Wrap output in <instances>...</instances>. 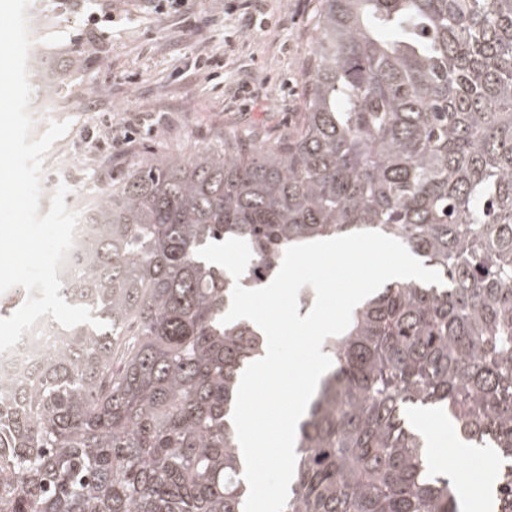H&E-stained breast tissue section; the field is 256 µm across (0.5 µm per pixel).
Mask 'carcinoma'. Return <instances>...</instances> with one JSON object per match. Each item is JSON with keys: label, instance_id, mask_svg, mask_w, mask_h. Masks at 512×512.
<instances>
[{"label": "carcinoma", "instance_id": "carcinoma-1", "mask_svg": "<svg viewBox=\"0 0 512 512\" xmlns=\"http://www.w3.org/2000/svg\"><path fill=\"white\" fill-rule=\"evenodd\" d=\"M319 2L288 134L134 160L83 211L59 295L106 328L53 323L43 362L0 383V512H243L226 417L260 339L220 323L234 281L196 251L245 239L252 289L287 247L362 230L442 283H391L325 340L284 512H459L428 409L495 449L512 512V0ZM78 65L37 57L31 89ZM91 224L78 222L74 232V247L69 252L66 262L62 264L58 271L59 280L72 273L77 258L85 251L91 230Z\"/></svg>", "mask_w": 512, "mask_h": 512}]
</instances>
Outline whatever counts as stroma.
Here are the masks:
<instances>
[{
  "label": "stroma",
  "instance_id": "1",
  "mask_svg": "<svg viewBox=\"0 0 512 512\" xmlns=\"http://www.w3.org/2000/svg\"><path fill=\"white\" fill-rule=\"evenodd\" d=\"M111 12L112 31L73 38L74 0H30L36 30L51 52L79 51L81 65L51 93V124L68 129L55 147L75 164L66 181L51 171L49 188L67 184L86 205L112 189L114 172L135 158L186 155L224 136L257 139L287 133L303 110V72L315 39L318 0H189L187 12L158 9L155 0H93ZM111 116L112 136L89 135ZM139 132L124 142L127 123Z\"/></svg>",
  "mask_w": 512,
  "mask_h": 512
}]
</instances>
